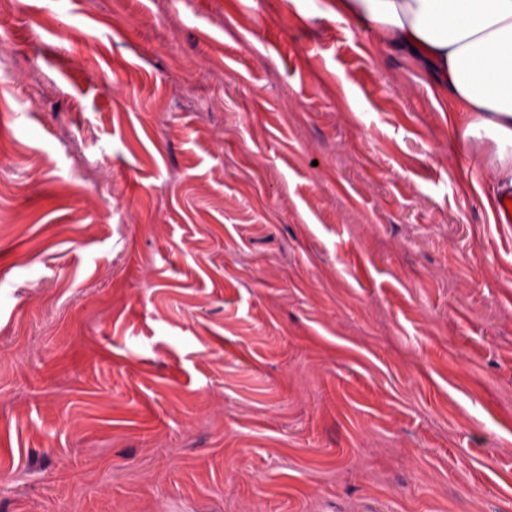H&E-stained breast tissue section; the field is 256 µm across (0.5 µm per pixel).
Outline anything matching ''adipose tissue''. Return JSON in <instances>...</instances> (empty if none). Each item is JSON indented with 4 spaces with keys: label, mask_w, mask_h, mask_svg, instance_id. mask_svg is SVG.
<instances>
[{
    "label": "adipose tissue",
    "mask_w": 512,
    "mask_h": 512,
    "mask_svg": "<svg viewBox=\"0 0 512 512\" xmlns=\"http://www.w3.org/2000/svg\"><path fill=\"white\" fill-rule=\"evenodd\" d=\"M324 11L386 47L416 51L462 117L457 137L495 142L493 157L473 167L488 172L494 191L512 188V0H328Z\"/></svg>",
    "instance_id": "ef3b65f1"
}]
</instances>
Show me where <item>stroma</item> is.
Masks as SVG:
<instances>
[{"label": "stroma", "instance_id": "35a3bbf8", "mask_svg": "<svg viewBox=\"0 0 512 512\" xmlns=\"http://www.w3.org/2000/svg\"><path fill=\"white\" fill-rule=\"evenodd\" d=\"M326 0L0 17V512H512V227Z\"/></svg>", "mask_w": 512, "mask_h": 512}]
</instances>
